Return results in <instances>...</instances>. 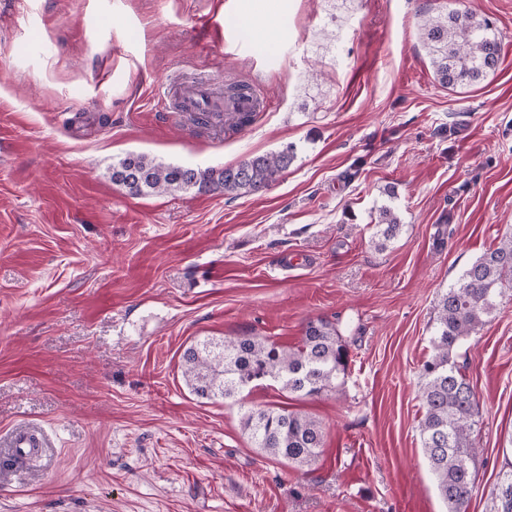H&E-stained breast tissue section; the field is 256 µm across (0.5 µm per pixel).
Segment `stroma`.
<instances>
[{
    "mask_svg": "<svg viewBox=\"0 0 512 512\" xmlns=\"http://www.w3.org/2000/svg\"><path fill=\"white\" fill-rule=\"evenodd\" d=\"M490 17L502 61L441 87L421 15ZM223 29L205 35L203 23ZM270 102L216 135L158 112L169 78ZM293 144L257 195L136 196L129 153L193 168ZM403 228L385 245L376 209ZM512 232V0H0V512H446L421 452L419 370L439 296ZM334 323L344 381L201 399L184 350L242 333L292 345ZM481 412L469 512L512 457V301L469 338ZM318 419L317 462L254 447L253 406ZM43 446V439L39 434L27 431L18 432L12 444L14 455L20 459L40 456Z\"/></svg>",
    "mask_w": 512,
    "mask_h": 512,
    "instance_id": "stroma-1",
    "label": "stroma"
}]
</instances>
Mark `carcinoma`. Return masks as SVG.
I'll return each mask as SVG.
<instances>
[{
    "mask_svg": "<svg viewBox=\"0 0 512 512\" xmlns=\"http://www.w3.org/2000/svg\"><path fill=\"white\" fill-rule=\"evenodd\" d=\"M435 80L444 87L471 85L498 68L501 42L494 23L473 11L427 15L418 28ZM295 158L294 146L253 156L222 169L163 164L146 154H129L112 165V181L133 195L195 189H222L227 195L269 189ZM375 235L394 238L400 219L394 208H379ZM506 295L512 297V233L504 234L461 274L435 305L431 352L421 364L419 422L421 450L448 512H468L480 449V418L466 364L459 349L476 335ZM348 367V348L328 320H309L299 342L281 345L243 334L201 340L182 356V376L200 398L233 399L264 381L296 397L317 396L336 387ZM255 447L298 466L316 462L324 432L312 416L276 404L253 407L241 418ZM489 512H512V461L501 467L491 491Z\"/></svg>",
    "mask_w": 512,
    "mask_h": 512,
    "instance_id": "obj_1",
    "label": "carcinoma"
}]
</instances>
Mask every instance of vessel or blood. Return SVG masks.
Wrapping results in <instances>:
<instances>
[{"label": "vessel or blood", "mask_w": 512, "mask_h": 512, "mask_svg": "<svg viewBox=\"0 0 512 512\" xmlns=\"http://www.w3.org/2000/svg\"><path fill=\"white\" fill-rule=\"evenodd\" d=\"M158 99L168 111L205 115L214 131L224 129V115L228 112H259L263 105L257 94L247 92L235 97L217 95L209 79L186 82L173 79L162 85ZM44 446L39 434L23 431L13 440L14 454L21 459L40 456Z\"/></svg>", "instance_id": "obj_1"}]
</instances>
